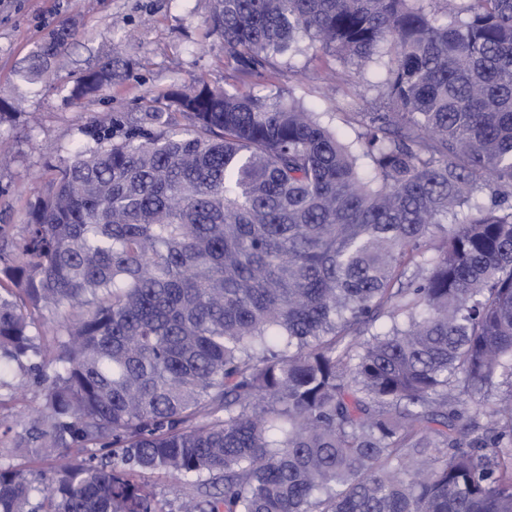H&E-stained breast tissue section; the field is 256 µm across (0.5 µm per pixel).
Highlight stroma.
I'll return each mask as SVG.
<instances>
[{
  "label": "stroma",
  "mask_w": 512,
  "mask_h": 512,
  "mask_svg": "<svg viewBox=\"0 0 512 512\" xmlns=\"http://www.w3.org/2000/svg\"><path fill=\"white\" fill-rule=\"evenodd\" d=\"M211 9L212 0H0V98L14 105L0 117V224L14 239L23 237L31 201L80 127L106 112L136 116L143 97L174 84L202 79L229 94H292L312 111L332 113L337 131L353 138L347 115L367 109L355 85L328 90L318 61L303 56L296 60L305 70L302 80L286 72L243 77L226 63L208 23ZM66 19L79 37L54 64L51 79L22 83L17 71L25 58ZM116 48L131 60L130 70L100 97L73 104L76 77ZM0 378V416L21 424L39 417L43 400L32 375L14 366Z\"/></svg>",
  "instance_id": "obj_1"
}]
</instances>
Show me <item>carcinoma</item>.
<instances>
[{
    "mask_svg": "<svg viewBox=\"0 0 512 512\" xmlns=\"http://www.w3.org/2000/svg\"><path fill=\"white\" fill-rule=\"evenodd\" d=\"M212 2L234 70L313 49L370 111L344 140L198 79L80 129L0 238V361L45 408L16 446L53 464L39 499L0 464V512H512V0Z\"/></svg>",
    "mask_w": 512,
    "mask_h": 512,
    "instance_id": "cac0c4a2",
    "label": "carcinoma"
}]
</instances>
